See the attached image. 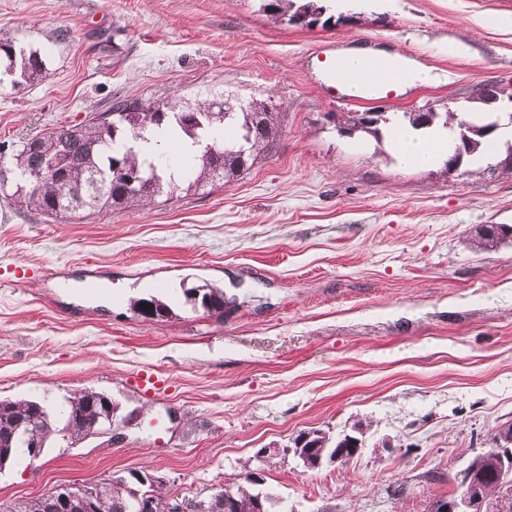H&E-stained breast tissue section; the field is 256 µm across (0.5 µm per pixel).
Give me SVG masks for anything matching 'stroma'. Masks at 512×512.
Returning a JSON list of instances; mask_svg holds the SVG:
<instances>
[{
	"mask_svg": "<svg viewBox=\"0 0 512 512\" xmlns=\"http://www.w3.org/2000/svg\"><path fill=\"white\" fill-rule=\"evenodd\" d=\"M265 0H0V38L43 52L48 75L0 83V154L118 97L268 99L271 151L210 192L79 222L0 197V400L61 403L93 390L127 425L0 469V505L146 468L172 495L239 482L261 448L301 430L362 431L346 465L274 456L283 512H427L512 421V177L401 166L332 115L422 106L465 112L477 89L512 108V0H348L341 24L273 23ZM408 56L431 82L354 99L322 85L316 50ZM94 281L98 290L84 285ZM223 313L187 303L201 284ZM157 297L153 320L132 300ZM160 376L144 392L140 371Z\"/></svg>",
	"mask_w": 512,
	"mask_h": 512,
	"instance_id": "1",
	"label": "stroma"
}]
</instances>
